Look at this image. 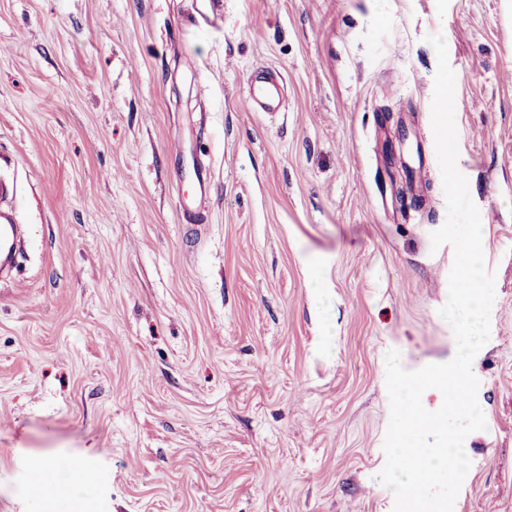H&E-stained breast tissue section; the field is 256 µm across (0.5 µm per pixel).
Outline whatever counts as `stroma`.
<instances>
[{"instance_id": "1", "label": "stroma", "mask_w": 512, "mask_h": 512, "mask_svg": "<svg viewBox=\"0 0 512 512\" xmlns=\"http://www.w3.org/2000/svg\"><path fill=\"white\" fill-rule=\"evenodd\" d=\"M432 34L495 274L456 512H512V0H0V512H392L385 357L456 353ZM271 84L272 81L269 79L252 83L246 97L247 107L267 111L273 108L275 104L278 105L280 100L275 97L274 91L270 87ZM17 239V226L12 220L3 216L0 224V264L4 268L14 256Z\"/></svg>"}]
</instances>
